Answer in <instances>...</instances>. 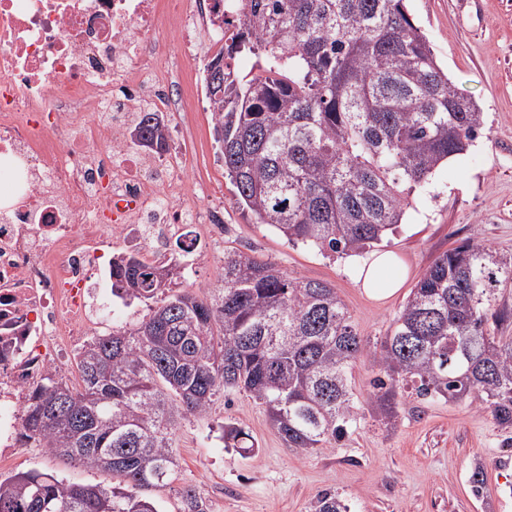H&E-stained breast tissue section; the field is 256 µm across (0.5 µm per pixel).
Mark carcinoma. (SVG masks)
<instances>
[{
	"label": "carcinoma",
	"mask_w": 512,
	"mask_h": 512,
	"mask_svg": "<svg viewBox=\"0 0 512 512\" xmlns=\"http://www.w3.org/2000/svg\"><path fill=\"white\" fill-rule=\"evenodd\" d=\"M236 31L206 64L224 67L207 91L214 135L237 203L293 245L338 255L381 242L402 223L410 196L476 139L482 112L457 91L404 0H224ZM256 57L241 74L232 61ZM141 113L138 144L160 154L167 137ZM222 287L208 298L166 294L175 264L112 260V295L152 300L148 317L96 336L78 352L77 387L47 375L24 417L26 439L118 481L76 484L31 471L0 481V512H160L138 493L178 467L180 415H204L226 389L260 404L290 448L344 439L357 421L349 384L367 349L335 288L290 276L240 251L224 252ZM512 255L475 236L424 271L374 346L382 420L398 398L472 394L512 428V336L490 321ZM224 447L254 439L228 424ZM183 512H205L187 486ZM315 512H347L325 492Z\"/></svg>",
	"instance_id": "carcinoma-1"
}]
</instances>
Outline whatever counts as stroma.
Returning <instances> with one entry per match:
<instances>
[{"instance_id":"35a3bbf8","label":"stroma","mask_w":512,"mask_h":512,"mask_svg":"<svg viewBox=\"0 0 512 512\" xmlns=\"http://www.w3.org/2000/svg\"><path fill=\"white\" fill-rule=\"evenodd\" d=\"M407 8L458 91L483 114V127L461 155L436 169L414 195L396 233L378 244L394 254L407 280L383 302L370 300L353 280L359 256L321 254L285 238L239 208L213 136L212 115H195L184 183L194 200L203 178L224 200V245L198 235L185 279L173 293L211 295L221 285L224 253L238 250L275 262L292 276L331 283L364 341H380L427 266L477 236L497 252L512 254V0H407ZM372 355L353 365L350 380L359 419L334 446L312 452L288 448L263 407L245 392L218 395L207 414L188 416L173 430L179 467L171 481L150 488L165 512H180V492L192 486L206 512H314L318 496L336 494L350 512H512V429L497 425L476 397L462 402L404 397L394 424L374 411ZM256 440L244 452L225 447V422ZM20 471L49 472L78 483L100 473L24 448ZM483 471L473 493L470 477Z\"/></svg>"}]
</instances>
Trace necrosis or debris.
<instances>
[{"label":"necrosis or debris","instance_id":"obj_1","mask_svg":"<svg viewBox=\"0 0 512 512\" xmlns=\"http://www.w3.org/2000/svg\"><path fill=\"white\" fill-rule=\"evenodd\" d=\"M223 0H0V479L24 448L29 393L112 309L88 274L99 242L171 263L168 244L204 224L224 237V205L184 167L126 136L139 113L172 105L170 68L217 51L236 23Z\"/></svg>","mask_w":512,"mask_h":512}]
</instances>
